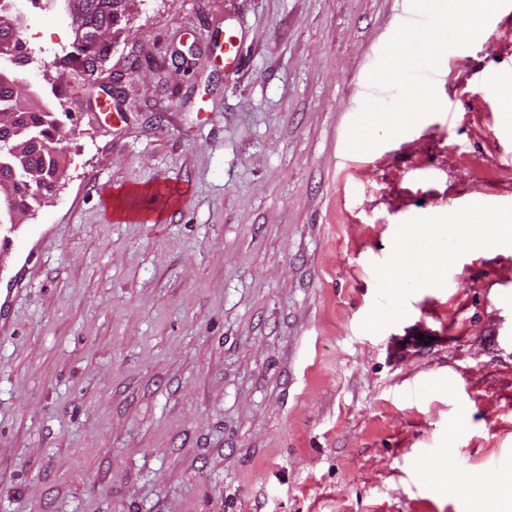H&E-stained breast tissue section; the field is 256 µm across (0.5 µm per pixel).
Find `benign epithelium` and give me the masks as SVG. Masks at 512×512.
I'll return each instance as SVG.
<instances>
[{
    "label": "benign epithelium",
    "mask_w": 512,
    "mask_h": 512,
    "mask_svg": "<svg viewBox=\"0 0 512 512\" xmlns=\"http://www.w3.org/2000/svg\"><path fill=\"white\" fill-rule=\"evenodd\" d=\"M125 0H88L78 7L77 43L81 46L108 44L107 34L119 16ZM10 5L0 0V35L17 32L15 20L10 15ZM0 81L10 87L19 107L0 112V225L25 224L33 217V210L21 208L15 201L14 188L17 172L27 174L30 190L40 201L52 198L66 176L65 151L50 148L37 136L18 139L26 127V113L33 94L23 82L12 75L0 72Z\"/></svg>",
    "instance_id": "benign-epithelium-1"
}]
</instances>
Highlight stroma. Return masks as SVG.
Masks as SVG:
<instances>
[{
    "mask_svg": "<svg viewBox=\"0 0 512 512\" xmlns=\"http://www.w3.org/2000/svg\"><path fill=\"white\" fill-rule=\"evenodd\" d=\"M404 3L130 0L91 74L77 0L22 14L0 69L78 134L0 336V512H512V15L348 150Z\"/></svg>",
    "mask_w": 512,
    "mask_h": 512,
    "instance_id": "obj_1",
    "label": "stroma"
}]
</instances>
